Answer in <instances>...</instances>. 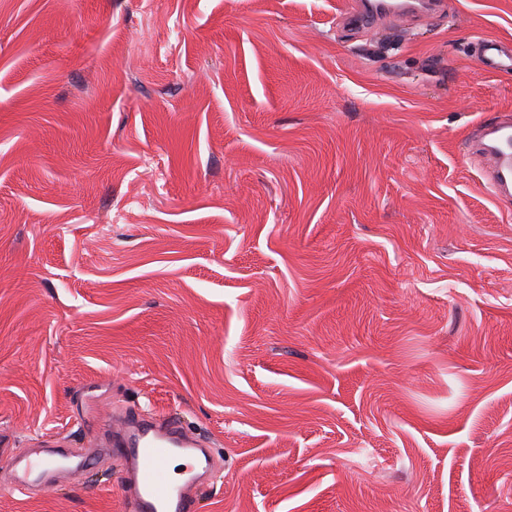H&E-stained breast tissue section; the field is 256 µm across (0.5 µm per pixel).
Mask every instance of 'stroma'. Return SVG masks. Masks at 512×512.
I'll return each instance as SVG.
<instances>
[{"label":"stroma","instance_id":"1","mask_svg":"<svg viewBox=\"0 0 512 512\" xmlns=\"http://www.w3.org/2000/svg\"><path fill=\"white\" fill-rule=\"evenodd\" d=\"M351 0H0V464L93 452L0 512H122L98 447L159 410L198 512H512V0L347 34ZM474 58L488 73H512V47L496 38H480L474 44ZM468 155L488 157L482 170L487 184L500 199L512 197V119L504 117L479 126L466 141Z\"/></svg>","mask_w":512,"mask_h":512}]
</instances>
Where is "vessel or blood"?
Wrapping results in <instances>:
<instances>
[{
	"mask_svg": "<svg viewBox=\"0 0 512 512\" xmlns=\"http://www.w3.org/2000/svg\"><path fill=\"white\" fill-rule=\"evenodd\" d=\"M445 0H360L353 18L358 25H372L379 17L403 12L438 13ZM474 58L488 73H512V46L495 38H481L474 44ZM468 155L489 158L483 177L502 199L512 197V119L479 126L466 142ZM106 451L120 466L126 487L124 512H195L203 473L216 471L217 464L200 439L168 416L134 413L124 427L108 436ZM185 461L180 478H172L166 465L170 458ZM65 460L71 480H78L88 457L68 448H44L36 453L10 457L8 473L0 479V490L31 496L51 487L50 465Z\"/></svg>",
	"mask_w": 512,
	"mask_h": 512,
	"instance_id": "vessel-or-blood-1",
	"label": "vessel or blood"
}]
</instances>
